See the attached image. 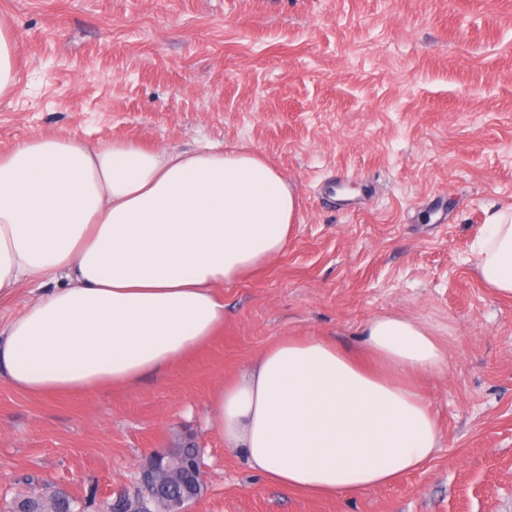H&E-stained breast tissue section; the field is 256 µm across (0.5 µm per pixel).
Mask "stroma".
<instances>
[{"instance_id":"obj_1","label":"stroma","mask_w":512,"mask_h":512,"mask_svg":"<svg viewBox=\"0 0 512 512\" xmlns=\"http://www.w3.org/2000/svg\"><path fill=\"white\" fill-rule=\"evenodd\" d=\"M33 136L259 152L296 188L279 258L221 287L224 327L163 376L35 397L0 377V498L27 476L105 512L151 448H200L189 512H512V299L469 261L512 203V0H0ZM398 313L448 349L422 388L434 458L352 497L283 489L206 429L226 378L282 336L362 351Z\"/></svg>"}]
</instances>
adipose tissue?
I'll use <instances>...</instances> for the list:
<instances>
[{"instance_id": "1", "label": "adipose tissue", "mask_w": 512, "mask_h": 512, "mask_svg": "<svg viewBox=\"0 0 512 512\" xmlns=\"http://www.w3.org/2000/svg\"><path fill=\"white\" fill-rule=\"evenodd\" d=\"M294 186L251 150L185 152L34 137L0 154V375L32 395L131 386L224 326L221 285L284 250ZM470 262L512 298V204L489 214ZM368 360L284 336L209 400L208 429L272 483L348 497L420 470L441 430L413 381L448 370L423 323L379 315Z\"/></svg>"}]
</instances>
